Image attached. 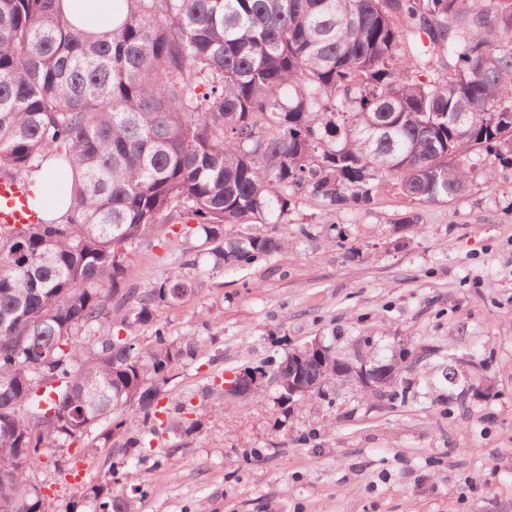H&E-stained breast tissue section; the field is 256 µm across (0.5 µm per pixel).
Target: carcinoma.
I'll list each match as a JSON object with an SVG mask.
<instances>
[{
	"label": "carcinoma",
	"instance_id": "cac0c4a2",
	"mask_svg": "<svg viewBox=\"0 0 512 512\" xmlns=\"http://www.w3.org/2000/svg\"><path fill=\"white\" fill-rule=\"evenodd\" d=\"M61 3L0 0V180L71 177L58 217L0 224V512H41L30 474L91 427L109 443L130 409L137 465L165 452L160 433L199 428L190 396L158 418L202 346L160 326L204 286L183 269L278 253L288 241L252 224L298 197L447 202L512 166V0H118L103 35ZM174 238L177 267L131 286L128 255ZM116 313L153 344L120 336ZM254 370L288 402V357ZM115 474L82 493L94 512H133L140 487L112 493Z\"/></svg>",
	"mask_w": 512,
	"mask_h": 512
}]
</instances>
